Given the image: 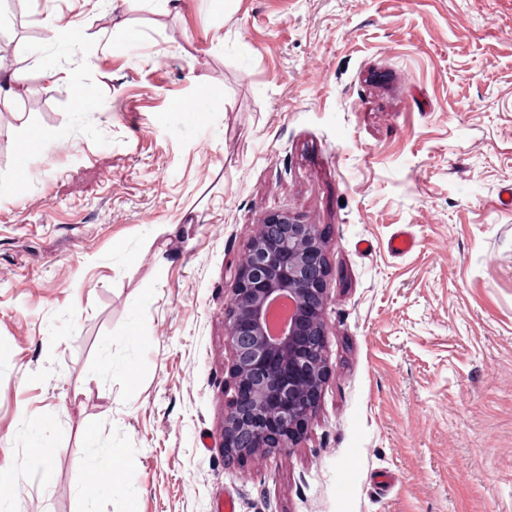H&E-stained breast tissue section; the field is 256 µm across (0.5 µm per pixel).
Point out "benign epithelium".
Segmentation results:
<instances>
[{
    "label": "benign epithelium",
    "instance_id": "7a95c632",
    "mask_svg": "<svg viewBox=\"0 0 512 512\" xmlns=\"http://www.w3.org/2000/svg\"><path fill=\"white\" fill-rule=\"evenodd\" d=\"M329 276L320 225L273 211L254 226L224 309L232 354L224 455L244 463L291 448L306 432L329 375Z\"/></svg>",
    "mask_w": 512,
    "mask_h": 512
}]
</instances>
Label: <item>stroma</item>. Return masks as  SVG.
<instances>
[{"label":"stroma","mask_w":512,"mask_h":512,"mask_svg":"<svg viewBox=\"0 0 512 512\" xmlns=\"http://www.w3.org/2000/svg\"><path fill=\"white\" fill-rule=\"evenodd\" d=\"M0 34V512H512V0H18ZM273 211L326 234L330 374L230 465L224 306ZM99 453L93 457L87 472V483L94 488L99 487L112 490V485H118L123 476L121 464L112 463V450L102 452V457L108 461L107 468H104L103 461L99 462Z\"/></svg>","instance_id":"obj_1"}]
</instances>
